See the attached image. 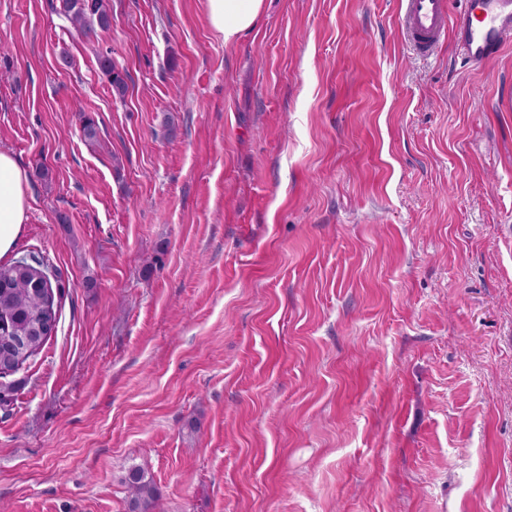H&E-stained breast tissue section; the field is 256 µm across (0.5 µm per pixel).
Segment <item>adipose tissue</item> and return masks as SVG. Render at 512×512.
Here are the masks:
<instances>
[{
  "label": "adipose tissue",
  "instance_id": "1",
  "mask_svg": "<svg viewBox=\"0 0 512 512\" xmlns=\"http://www.w3.org/2000/svg\"><path fill=\"white\" fill-rule=\"evenodd\" d=\"M265 0H206L211 28L232 44L258 24ZM27 178L13 156L0 151V258L9 254L21 233L28 210Z\"/></svg>",
  "mask_w": 512,
  "mask_h": 512
}]
</instances>
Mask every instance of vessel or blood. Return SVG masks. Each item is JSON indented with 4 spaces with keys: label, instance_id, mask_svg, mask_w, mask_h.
I'll return each instance as SVG.
<instances>
[{
    "label": "vessel or blood",
    "instance_id": "b4317fda",
    "mask_svg": "<svg viewBox=\"0 0 512 512\" xmlns=\"http://www.w3.org/2000/svg\"><path fill=\"white\" fill-rule=\"evenodd\" d=\"M449 0H401L400 24L409 47L433 55L446 39L470 61L482 63L512 42V0H465L450 13Z\"/></svg>",
    "mask_w": 512,
    "mask_h": 512
}]
</instances>
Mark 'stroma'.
<instances>
[{"instance_id": "35a3bbf8", "label": "stroma", "mask_w": 512, "mask_h": 512, "mask_svg": "<svg viewBox=\"0 0 512 512\" xmlns=\"http://www.w3.org/2000/svg\"><path fill=\"white\" fill-rule=\"evenodd\" d=\"M108 5L0 0L11 255L63 284L0 512H124L133 466L156 512H512V46L413 58L399 0H266L232 45L205 0ZM58 14L77 29L85 30L88 21L95 19L107 27L110 17L106 0H61ZM99 69L107 77L112 90L123 98L127 89L125 74L119 69L116 62L109 55H102L98 58ZM27 178L13 156L0 151V258L9 254L26 220Z\"/></svg>"}]
</instances>
